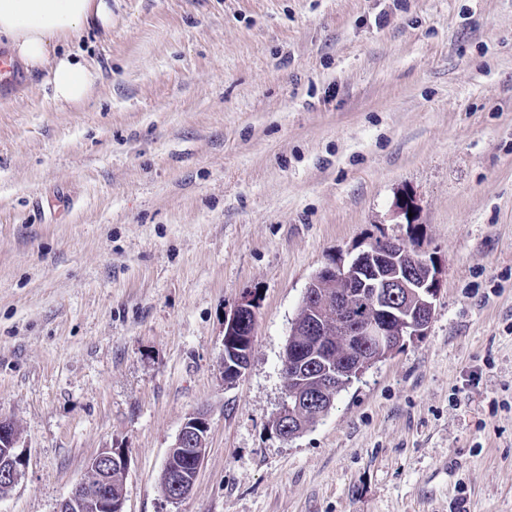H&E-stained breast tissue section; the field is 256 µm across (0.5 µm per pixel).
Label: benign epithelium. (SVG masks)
<instances>
[{"label":"benign epithelium","instance_id":"benign-epithelium-1","mask_svg":"<svg viewBox=\"0 0 512 512\" xmlns=\"http://www.w3.org/2000/svg\"><path fill=\"white\" fill-rule=\"evenodd\" d=\"M398 256L389 255L377 246L362 249L346 265H328L318 270L306 288L299 312L292 321L290 334L306 332L313 338V348L319 355H309V347L288 341L283 353L282 370L293 372L297 366H309L320 385L312 393L304 389L286 390L288 400L271 423L275 433L284 440L303 431L304 416L320 409L326 413L332 405L336 386V364L327 358L331 352L328 343L329 324L323 316L332 305L330 288L344 280L358 278L366 288L359 297L366 300L373 313L357 316L348 322L345 330L348 379L361 376L377 364L372 351L389 343L391 337L399 341L424 335L435 313L440 294L441 271L435 261L399 244ZM408 256L410 265L399 264L397 257ZM407 295L421 307L418 313L406 310L401 296ZM256 303L251 298L239 302L224 322V342L230 347L231 358L223 365L225 376L232 379L242 375L250 361L252 337L255 333ZM208 438V423L199 413L189 414L169 449V491L171 502L184 499L192 490L204 461ZM129 456L123 448H104L87 465V472L95 478L81 479L62 501L59 512H124V496L113 495L112 476L118 472L126 476ZM26 465L24 450L19 448V437L14 424L0 418V483L12 488L20 479Z\"/></svg>","mask_w":512,"mask_h":512}]
</instances>
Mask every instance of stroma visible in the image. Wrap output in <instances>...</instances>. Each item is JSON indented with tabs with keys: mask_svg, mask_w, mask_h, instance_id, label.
<instances>
[{
	"mask_svg": "<svg viewBox=\"0 0 512 512\" xmlns=\"http://www.w3.org/2000/svg\"><path fill=\"white\" fill-rule=\"evenodd\" d=\"M66 47L84 102L29 70L0 98V418L26 450L0 512H58L104 448L125 512H512V0H112ZM378 239L439 264L427 333L281 439L308 283ZM256 303L244 298L224 322V343L228 345L232 361L229 360L224 346L223 370L226 377L232 379L242 375L250 361L252 337L255 333ZM235 347L236 350L231 349ZM242 348V350H240ZM208 429L206 419L199 413L189 414L182 423L164 464L174 462L170 475L165 470L160 474L162 488L169 482L166 498L170 502L180 501L191 492L206 454Z\"/></svg>",
	"mask_w": 512,
	"mask_h": 512,
	"instance_id": "35a3bbf8",
	"label": "stroma"
}]
</instances>
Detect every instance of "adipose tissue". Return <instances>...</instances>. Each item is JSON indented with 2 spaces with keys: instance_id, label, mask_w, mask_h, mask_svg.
Returning a JSON list of instances; mask_svg holds the SVG:
<instances>
[{
  "instance_id": "1",
  "label": "adipose tissue",
  "mask_w": 512,
  "mask_h": 512,
  "mask_svg": "<svg viewBox=\"0 0 512 512\" xmlns=\"http://www.w3.org/2000/svg\"><path fill=\"white\" fill-rule=\"evenodd\" d=\"M111 25L112 0H0V44L28 69L44 72L58 104L83 102L95 82L90 64L61 44Z\"/></svg>"
}]
</instances>
